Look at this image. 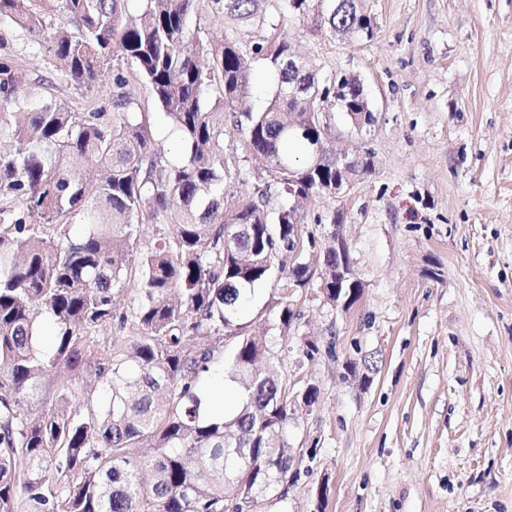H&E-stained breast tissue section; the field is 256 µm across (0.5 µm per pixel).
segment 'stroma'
<instances>
[{
    "label": "stroma",
    "mask_w": 512,
    "mask_h": 512,
    "mask_svg": "<svg viewBox=\"0 0 512 512\" xmlns=\"http://www.w3.org/2000/svg\"><path fill=\"white\" fill-rule=\"evenodd\" d=\"M359 4L369 40L332 35L328 0L288 18L302 56L361 81L375 121L359 134L330 115L333 147L372 168L303 214L320 245L342 213L364 293L345 312L297 299L301 334L335 329V353L288 346L289 389H319L288 442L317 456L263 512H313L321 475L326 512H512V0Z\"/></svg>",
    "instance_id": "obj_1"
}]
</instances>
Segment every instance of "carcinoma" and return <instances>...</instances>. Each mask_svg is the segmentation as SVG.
<instances>
[{
  "instance_id": "cac0c4a2",
  "label": "carcinoma",
  "mask_w": 512,
  "mask_h": 512,
  "mask_svg": "<svg viewBox=\"0 0 512 512\" xmlns=\"http://www.w3.org/2000/svg\"><path fill=\"white\" fill-rule=\"evenodd\" d=\"M125 2L0 0V512H262L299 476L279 370L299 338L295 297L315 284L332 308L363 294L358 279L336 288V218L313 264L292 202L331 196L340 176L326 116L374 114L358 79L288 62L285 20L311 0H207L260 34L250 41L191 27L197 0H139L135 15ZM327 23L373 34L358 0H337ZM18 32L83 96L112 77L108 103L75 112L22 90ZM260 60L274 91L256 111ZM126 66L180 132V156L154 149ZM227 120L246 136L241 155L224 150ZM246 161L272 181L249 185ZM274 195L290 204L269 210ZM276 270L255 317L278 332L271 344L242 309ZM299 346L310 361L335 355L332 340ZM225 360L231 414L210 402Z\"/></svg>"
}]
</instances>
